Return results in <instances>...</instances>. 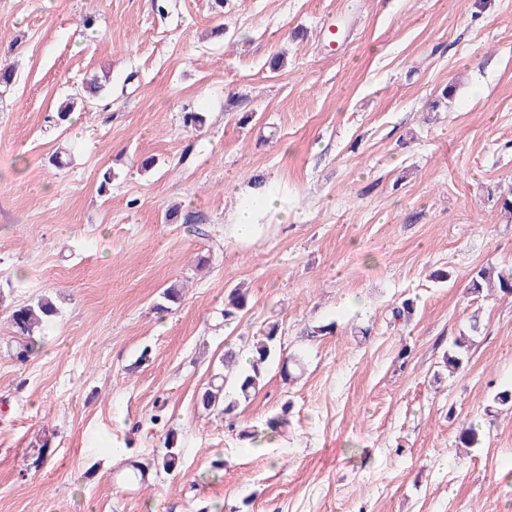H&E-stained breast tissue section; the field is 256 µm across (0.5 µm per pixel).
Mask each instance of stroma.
<instances>
[{"mask_svg":"<svg viewBox=\"0 0 512 512\" xmlns=\"http://www.w3.org/2000/svg\"><path fill=\"white\" fill-rule=\"evenodd\" d=\"M1 59L0 512H512V297L470 291L512 268V0H0ZM93 74L107 92L51 127ZM266 178L295 220L235 243ZM42 297L58 314L19 360L7 309ZM272 322L262 389L234 419L202 409L225 347ZM283 411L282 434L240 439ZM496 274L499 291L504 296H512V271L504 273L496 271L493 267H481L471 280V293L479 294L482 291V282L490 283Z\"/></svg>","mask_w":512,"mask_h":512,"instance_id":"35a3bbf8","label":"stroma"}]
</instances>
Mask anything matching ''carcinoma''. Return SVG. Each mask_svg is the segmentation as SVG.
<instances>
[{
	"label": "carcinoma",
	"mask_w": 512,
	"mask_h": 512,
	"mask_svg": "<svg viewBox=\"0 0 512 512\" xmlns=\"http://www.w3.org/2000/svg\"><path fill=\"white\" fill-rule=\"evenodd\" d=\"M103 84L93 78L83 84L81 90L73 97L62 101L56 112L55 123L65 125L77 103L96 97ZM497 279L499 291L505 296H512V271L505 273L493 267H482L471 280V292L480 293L482 283ZM248 305V297L240 289L232 290L224 301V320L237 317ZM57 309L48 298H41L32 304L16 307L10 311V321L15 335L19 336L17 355L25 359L33 352L35 333L51 321ZM279 328L270 324L262 338L252 344L248 350L245 365L239 364V353L231 348L224 352V374L215 377L201 394L200 403L207 410H215L231 418L242 401L251 399L263 386L266 367L271 362L279 341ZM163 469L171 471L179 461V452L174 442L167 441L165 450L159 455Z\"/></svg>",
	"instance_id": "1"
}]
</instances>
